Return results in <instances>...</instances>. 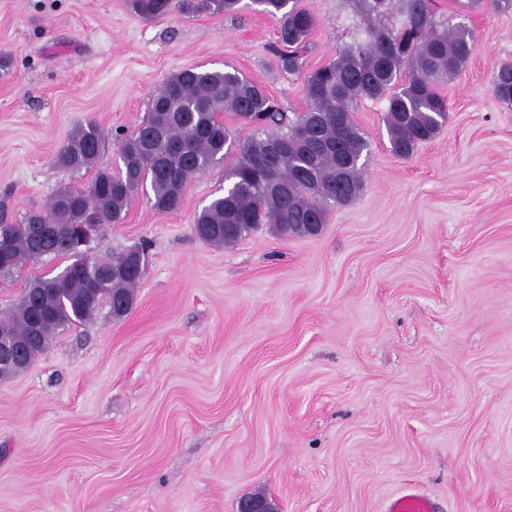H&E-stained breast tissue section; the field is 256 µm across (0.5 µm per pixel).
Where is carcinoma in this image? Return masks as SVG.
Here are the masks:
<instances>
[{
	"instance_id": "1",
	"label": "carcinoma",
	"mask_w": 512,
	"mask_h": 512,
	"mask_svg": "<svg viewBox=\"0 0 512 512\" xmlns=\"http://www.w3.org/2000/svg\"><path fill=\"white\" fill-rule=\"evenodd\" d=\"M278 23L276 55L281 70L300 71L310 49L316 15L299 0H252ZM367 18L394 14L396 26L367 23L361 36L337 57L311 71L305 83L307 107L289 118L281 104L237 70L185 68L154 94L144 120L121 138L119 165H101L109 137L95 121L75 128L55 163L76 177L92 173L81 186L69 185L45 210L10 222L0 214V275L53 255L70 260L61 272L33 276L17 303L0 317L25 345L22 362L0 372L8 380L29 367L60 331L90 322L103 310L126 316L146 264L130 270L128 250L89 254L84 238L88 215L96 225L119 224L144 188L153 207L173 212L185 186L225 162L229 185L197 216L193 231L203 242L229 245L267 224L283 237H302L304 224H324L328 206L354 200L363 188L361 160L369 142L353 119L365 100L386 103L392 152L409 158L435 137L448 115L440 85L452 78L476 50L465 24L436 19L432 0H356ZM240 0H134L151 19L173 10L187 15H221ZM466 11L512 12V0H461ZM497 97L512 103V62L496 71ZM229 112L253 129L245 140L216 115Z\"/></svg>"
}]
</instances>
